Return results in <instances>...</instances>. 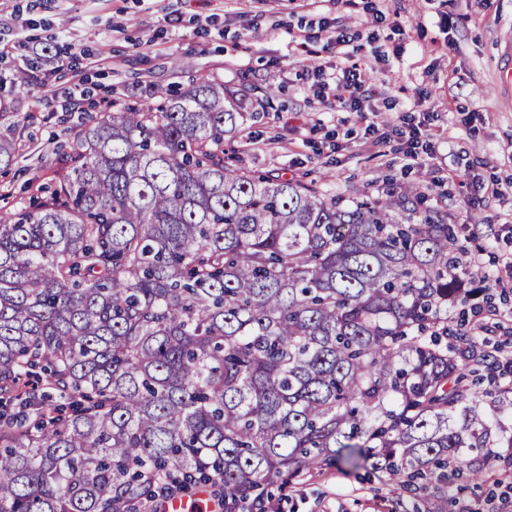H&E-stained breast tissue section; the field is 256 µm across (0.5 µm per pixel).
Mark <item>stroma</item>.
Returning <instances> with one entry per match:
<instances>
[{
    "label": "stroma",
    "mask_w": 512,
    "mask_h": 512,
    "mask_svg": "<svg viewBox=\"0 0 512 512\" xmlns=\"http://www.w3.org/2000/svg\"><path fill=\"white\" fill-rule=\"evenodd\" d=\"M180 58L192 73L173 69ZM356 62L368 67L360 113L318 91ZM76 69L96 98L114 88L123 103L193 78L245 90L249 116L230 144L248 170L347 198L415 185L459 239L475 238L470 258L490 278L512 261V0H0V132L16 129L22 153L0 172V208L55 181L60 144L92 109L63 95ZM271 75L279 92L261 112ZM405 115L424 124L410 166L392 133ZM372 121L385 140L366 139ZM403 495L370 463H334L277 480L267 500L277 512H391Z\"/></svg>",
    "instance_id": "35a3bbf8"
}]
</instances>
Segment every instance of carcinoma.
<instances>
[{"label":"carcinoma","mask_w":512,"mask_h":512,"mask_svg":"<svg viewBox=\"0 0 512 512\" xmlns=\"http://www.w3.org/2000/svg\"><path fill=\"white\" fill-rule=\"evenodd\" d=\"M242 93L199 81L79 126L0 211V512H132L180 482L265 512L273 478L371 462L447 512L512 468V384L455 322L488 277L409 192L346 199L224 152ZM0 134V169L16 166ZM487 383L488 406L472 394Z\"/></svg>","instance_id":"cac0c4a2"}]
</instances>
